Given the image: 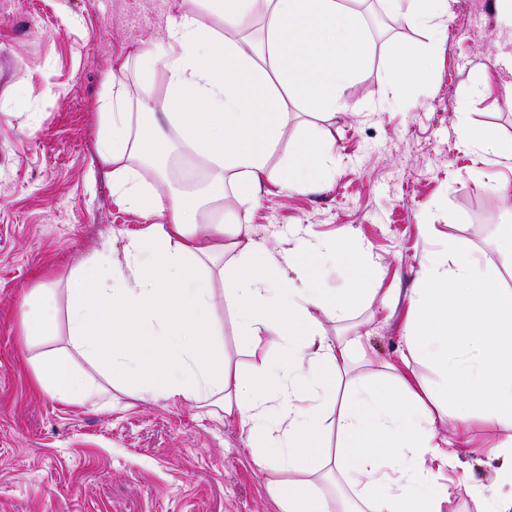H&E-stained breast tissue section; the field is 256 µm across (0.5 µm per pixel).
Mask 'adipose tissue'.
<instances>
[{
  "instance_id": "obj_1",
  "label": "adipose tissue",
  "mask_w": 512,
  "mask_h": 512,
  "mask_svg": "<svg viewBox=\"0 0 512 512\" xmlns=\"http://www.w3.org/2000/svg\"><path fill=\"white\" fill-rule=\"evenodd\" d=\"M223 32L189 12L169 17L159 55L118 60L119 70L161 72L162 119L180 143L202 157L209 173L192 193L161 196L139 169L170 147L156 126L139 121L125 96L101 115L97 142L112 195L152 216L115 266L111 243L71 278L65 314L52 293H37L22 323L27 343L53 333L66 318L70 353H37V387L61 404L82 405L104 389L78 376L74 356L101 362L152 398L192 399L247 430L265 463L295 472L270 486L281 512H443L448 475L459 452L474 449L494 479L471 488L474 512H512V437L479 441L471 421L512 427V289L476 256L471 241L448 239L446 259L423 268L412 291L397 355L379 380L357 374L371 360L361 335L329 336L312 312L343 318L351 290L316 288L299 267L305 256L333 262L343 245L300 242L268 251L247 228L207 223L232 186L239 201L322 186L323 151L307 136L297 161L277 170L269 156L286 126L285 95L309 112L346 111L348 83L373 63L360 15L341 0H213ZM388 15L440 35L447 0H382ZM266 21L263 42L241 37L255 13ZM230 257L233 309L253 376L243 380L216 340L210 320L211 263ZM476 347L477 359L465 358ZM428 364L438 383L419 378ZM452 416L450 437L437 419ZM335 430L334 452L324 437ZM331 485L329 510L323 485Z\"/></svg>"
}]
</instances>
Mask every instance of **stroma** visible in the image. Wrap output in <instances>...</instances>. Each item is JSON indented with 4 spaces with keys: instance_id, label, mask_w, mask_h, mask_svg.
Segmentation results:
<instances>
[{
    "instance_id": "stroma-1",
    "label": "stroma",
    "mask_w": 512,
    "mask_h": 512,
    "mask_svg": "<svg viewBox=\"0 0 512 512\" xmlns=\"http://www.w3.org/2000/svg\"><path fill=\"white\" fill-rule=\"evenodd\" d=\"M192 9L215 22L210 0H0V512H280L267 491L286 472L261 463L248 435L190 400L139 394L108 371L76 358L80 375L108 397L67 406L35 390L33 351L69 346L66 322L28 349L19 336L35 289L54 290L66 308L76 266L111 241L116 259L145 224L117 205L97 153L106 83L161 112L160 74L112 71L116 57L154 48L168 16ZM372 67L345 96L354 112L328 119L290 108L282 142L269 165L278 168L307 132L323 144L331 174L322 189L284 192L252 202L227 199L224 219L249 229L270 251L283 241L346 243L351 256L311 273L321 288H358L345 318L314 316L327 335L359 332L372 347L365 375L381 371L401 334L408 295L422 267L448 254V238H468L491 263L495 239L512 216V169L493 144L465 149L456 115L476 128L512 139V27L495 0H448L437 42L403 19L387 18L377 0L362 5ZM399 48L431 51L426 78L397 92L386 68ZM435 227L423 236L420 225ZM371 255L381 284L361 276ZM231 282L212 275L210 318L242 378L249 357L240 348ZM492 472L469 462L456 472L443 512H473L469 489Z\"/></svg>"
}]
</instances>
